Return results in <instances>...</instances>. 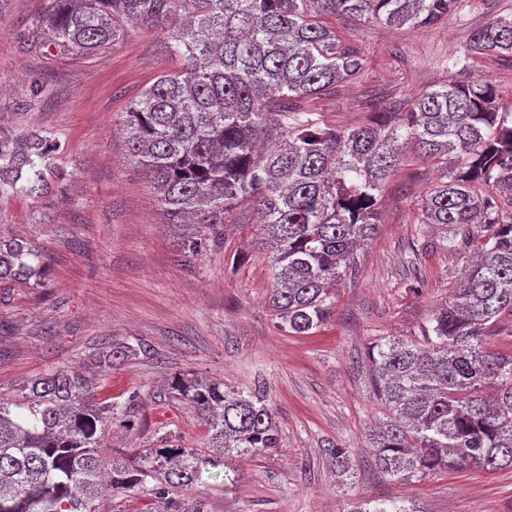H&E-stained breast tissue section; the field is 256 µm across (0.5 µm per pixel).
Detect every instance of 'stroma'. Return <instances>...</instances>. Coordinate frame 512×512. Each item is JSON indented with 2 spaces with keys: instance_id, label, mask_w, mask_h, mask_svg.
Instances as JSON below:
<instances>
[{
  "instance_id": "1",
  "label": "stroma",
  "mask_w": 512,
  "mask_h": 512,
  "mask_svg": "<svg viewBox=\"0 0 512 512\" xmlns=\"http://www.w3.org/2000/svg\"><path fill=\"white\" fill-rule=\"evenodd\" d=\"M46 7L0 0V127L44 130L60 145L46 191L0 198V234L49 260L42 287L0 288V400L15 401L46 371L79 365L95 374L98 400L135 410L133 426L107 431V455L199 448L204 424L169 401L165 384L193 373L261 391L280 435L274 451L204 474L186 493L203 512H353L386 499L414 512H512V468L444 470L401 484L369 448L370 427L389 416L373 386L371 346L388 336L421 339L470 261L468 251L440 250L443 230L418 221L434 164L407 152L383 192L380 230L357 251L356 274L337 289L330 320L293 334L266 300L273 280L252 205L236 204L214 239L184 256L183 225L164 223L161 198L129 152L122 125L131 101L179 67L167 38L131 23L97 56L63 55L36 36ZM499 17L512 18V0H458L419 29L329 17L365 66L300 107L328 126H358L381 109L409 111L417 95L451 77L487 79L512 105V63L469 50L472 33ZM141 343L150 354L97 373L102 348ZM336 446L349 452L348 473L334 465Z\"/></svg>"
}]
</instances>
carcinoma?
Returning <instances> with one entry per match:
<instances>
[{
  "instance_id": "1",
  "label": "carcinoma",
  "mask_w": 512,
  "mask_h": 512,
  "mask_svg": "<svg viewBox=\"0 0 512 512\" xmlns=\"http://www.w3.org/2000/svg\"><path fill=\"white\" fill-rule=\"evenodd\" d=\"M456 2L49 0L39 25L58 52L86 56L120 40L118 18L167 35L181 68L159 75L127 109L131 155L149 173L169 224L214 227L236 201L253 204L272 249L269 307L294 334L330 319L336 288L355 272L354 253L378 232L403 145L442 163L419 223L451 229L441 248L468 249L476 261L422 340L379 341L370 353L390 417L369 441L379 469L400 482L444 469L512 467V352L495 349L490 336L498 315L512 312V209L486 193L512 195V112L495 86L453 78L417 96L397 124L323 127L292 101L362 69L323 14L425 28ZM470 51L512 56V18L478 28ZM56 147L46 133L0 128V196L43 191ZM46 268L26 242L0 236V284L38 286ZM131 352L114 347L98 366L108 372ZM168 390L204 421L207 448L224 450L223 458L206 448L104 457L105 431L135 418L126 405L96 401L76 367L39 375L15 402L0 401V512H96L105 474L114 490L167 500V512H201L178 491L226 457L278 447L275 413L262 394L188 373L174 375Z\"/></svg>"
}]
</instances>
